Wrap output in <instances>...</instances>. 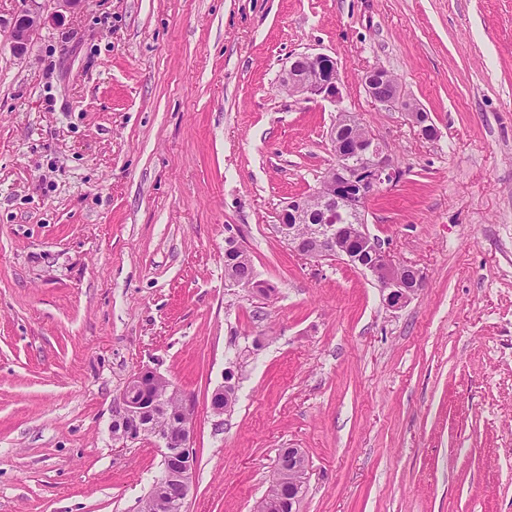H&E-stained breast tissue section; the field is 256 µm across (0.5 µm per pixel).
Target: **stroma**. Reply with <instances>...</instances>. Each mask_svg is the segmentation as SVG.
Masks as SVG:
<instances>
[{"instance_id":"1","label":"stroma","mask_w":512,"mask_h":512,"mask_svg":"<svg viewBox=\"0 0 512 512\" xmlns=\"http://www.w3.org/2000/svg\"><path fill=\"white\" fill-rule=\"evenodd\" d=\"M22 6L0 0V512H138L160 455L114 441L112 403L145 369L194 401L186 512H253L284 448L300 512H512V0H37L19 58ZM300 52L402 172L365 204L426 277L401 309L277 233L334 161L333 106L278 83ZM374 65L438 140L374 105ZM231 234L267 297L225 280ZM41 25V17L38 13L23 8L16 12L10 23L14 51L22 57L28 51V45L33 32Z\"/></svg>"}]
</instances>
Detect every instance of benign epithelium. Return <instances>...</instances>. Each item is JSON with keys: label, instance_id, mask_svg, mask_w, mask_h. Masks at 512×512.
Masks as SVG:
<instances>
[{"label": "benign epithelium", "instance_id": "7a95c632", "mask_svg": "<svg viewBox=\"0 0 512 512\" xmlns=\"http://www.w3.org/2000/svg\"><path fill=\"white\" fill-rule=\"evenodd\" d=\"M40 25L38 13L28 8L16 12L10 26L17 56L27 53L31 36ZM362 81L374 103L406 113L421 138L438 139L439 132L426 110L401 96L398 81L390 71L372 66L364 71ZM280 87L302 101H326L337 108V114L330 129L336 161L321 176L322 189L289 201L279 214L277 233L288 247L306 260L346 257L348 262L365 268L375 277L387 307L405 306L425 286V279L415 270L411 271L413 283L402 278L390 251L367 231L365 215L368 198L399 175L387 144L366 125L356 127L354 113L342 107V80L337 62L331 56L306 52L290 56L280 76ZM340 209L355 212L358 223L338 224L335 230L318 232L308 239L298 234L297 225L325 224ZM158 383L177 392V388L156 371H140L129 378L123 391L113 400V437L124 443L148 434L156 438L164 478L152 484L150 492L177 502L179 512H184L191 486L193 417L190 413L194 412V402L178 392L179 402L189 417L167 428L152 426L144 418L152 408L149 391ZM282 455L288 466L282 469L279 482L288 486V512H297L296 501L307 478V461L297 448H286Z\"/></svg>", "mask_w": 512, "mask_h": 512}]
</instances>
